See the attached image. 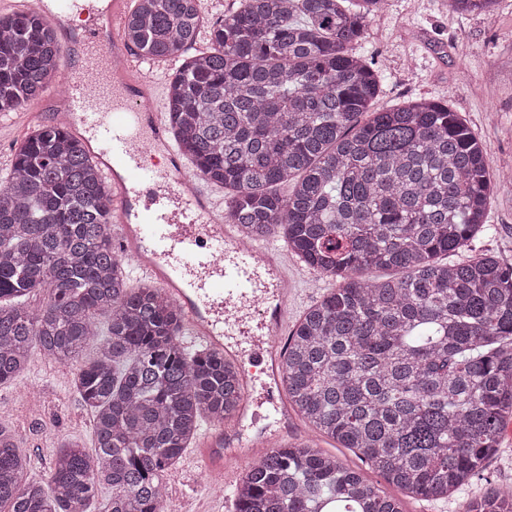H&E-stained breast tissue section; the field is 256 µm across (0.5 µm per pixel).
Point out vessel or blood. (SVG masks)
Segmentation results:
<instances>
[{
  "label": "vessel or blood",
  "mask_w": 512,
  "mask_h": 512,
  "mask_svg": "<svg viewBox=\"0 0 512 512\" xmlns=\"http://www.w3.org/2000/svg\"><path fill=\"white\" fill-rule=\"evenodd\" d=\"M12 2L17 12L59 31L64 85L48 89L32 116L65 125L88 145L112 185L108 234L141 277L175 303L181 333L235 365L250 344L244 313L254 312L267 335L259 363L271 393L270 424L249 430L252 378L244 373L234 421L212 427L200 440L198 462L223 476L226 459L242 447L260 455L295 431L282 395L288 253L265 238L239 246L206 176L182 163L156 102L152 71L123 36L131 0H108L80 33L66 25L80 8L78 0Z\"/></svg>",
  "instance_id": "vessel-or-blood-1"
}]
</instances>
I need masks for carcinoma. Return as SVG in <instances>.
I'll return each mask as SVG.
<instances>
[{"mask_svg":"<svg viewBox=\"0 0 512 512\" xmlns=\"http://www.w3.org/2000/svg\"><path fill=\"white\" fill-rule=\"evenodd\" d=\"M385 2L240 0L199 47L203 0H135L125 35L148 60L178 57L170 132L224 188L228 222L249 240L281 237L336 282L288 336L293 411L388 483L434 498L484 469L512 416V266L449 260L490 230L497 183L459 113L426 98L373 109L378 79L352 45ZM451 3L486 14L499 0ZM60 64L53 28L0 15V112L42 97ZM110 192L58 125L34 130L0 180V384L35 351L76 362L93 413V447L60 449L45 480L26 477L0 427V512H91L101 488L106 512H164V473L201 422L239 405L237 368L184 345L160 289L129 285ZM91 340L98 356L82 361ZM232 498L235 512H403L302 439L253 463ZM459 512H512V486Z\"/></svg>","mask_w":512,"mask_h":512,"instance_id":"1","label":"carcinoma"}]
</instances>
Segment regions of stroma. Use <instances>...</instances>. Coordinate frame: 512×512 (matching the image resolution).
Instances as JSON below:
<instances>
[{
  "label": "stroma",
  "instance_id": "obj_1",
  "mask_svg": "<svg viewBox=\"0 0 512 512\" xmlns=\"http://www.w3.org/2000/svg\"><path fill=\"white\" fill-rule=\"evenodd\" d=\"M380 79L377 108L420 97L448 103L486 146L491 172L512 170V0H501L493 15L461 14L448 0H387L384 12L367 28L357 49ZM492 236L474 240L462 258L484 251L512 264V182L498 183L487 209ZM288 275L298 288L288 319L327 294L333 283L311 277L296 256ZM90 408L74 384V367L33 353L19 380L0 384V426L10 431L28 458L27 477L47 478L57 451L91 443ZM173 512H234L232 500L215 494L190 453L166 473ZM512 486V436L503 435L480 475L438 498H408L405 512H457L464 499Z\"/></svg>",
  "mask_w": 512,
  "mask_h": 512
}]
</instances>
